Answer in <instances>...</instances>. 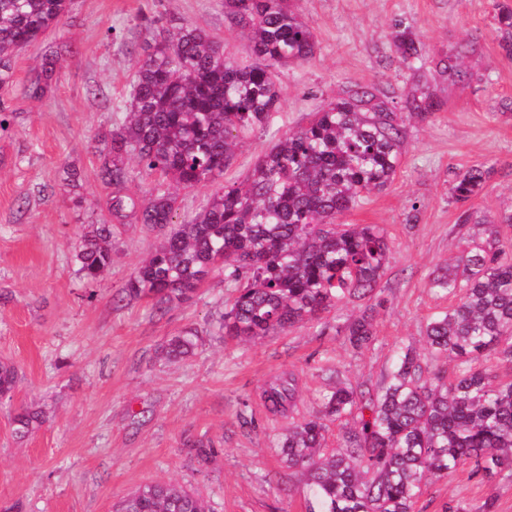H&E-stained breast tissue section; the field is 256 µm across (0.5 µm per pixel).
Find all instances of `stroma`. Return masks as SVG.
<instances>
[{"mask_svg": "<svg viewBox=\"0 0 512 512\" xmlns=\"http://www.w3.org/2000/svg\"><path fill=\"white\" fill-rule=\"evenodd\" d=\"M292 8L312 28L315 55L278 70L280 105L238 147L224 183L244 181L282 133L306 126L354 86L378 87L400 111L425 84L441 104L431 119L406 120L393 180L345 218L381 225L389 239L374 341L355 350L342 334L364 309L361 300L251 342L224 339L213 318L231 291L218 272L195 298L162 312L148 299L120 301L163 236L140 224L114 228L111 266L84 286L71 253L84 225L107 217L95 206L107 190L94 138L112 128L138 67V18L170 29L194 23L240 61L249 43L219 0H72L62 23L16 56L14 114L0 131V360L19 371L12 397L0 399V512H112L150 482L196 490L212 512H305L306 488L282 463L277 441L289 423L318 411L328 387L322 365L371 389L400 347L424 350L428 319L448 306L429 290L430 274L483 237L457 221L450 187L459 173L494 166L471 208L493 215L512 207V58L499 49L492 0H292ZM398 19L423 43V68L398 59ZM51 52L52 90L27 99L24 85ZM454 54L467 73L462 84L438 66ZM188 327L201 335L194 354L165 359L168 339ZM288 374L295 405L271 413L263 390ZM27 405L46 421L20 438L12 419ZM190 438L211 441L216 457L199 463L184 446ZM489 499L497 512H512V479L487 480L464 467L432 480L415 512H443L450 502L483 512Z\"/></svg>", "mask_w": 512, "mask_h": 512, "instance_id": "1", "label": "stroma"}]
</instances>
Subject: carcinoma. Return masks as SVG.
Listing matches in <instances>:
<instances>
[{
  "label": "carcinoma",
  "instance_id": "obj_1",
  "mask_svg": "<svg viewBox=\"0 0 512 512\" xmlns=\"http://www.w3.org/2000/svg\"><path fill=\"white\" fill-rule=\"evenodd\" d=\"M500 48L512 55V5L495 3ZM70 11V0H0V130L10 126L4 98L13 91V61ZM225 18L247 32L250 60L236 61L223 42L185 22L171 32L145 18L139 62L115 126L98 136L97 177L109 193L105 224L84 227L71 259L84 284L95 283L112 262V228L142 224L164 231L162 242L123 288V298H147L162 310L192 299L205 278L224 274L233 289L220 313L224 336L247 340L313 321L352 300L373 297L390 247L377 224H341L366 194L384 189L401 160L405 115L427 120L439 110L432 93L407 98V113L388 106L376 87L355 86L285 133L255 163L244 183L225 185L194 215L176 224L179 189L224 176L243 138L264 126L279 107L277 70L315 54L310 25L290 0H224ZM393 43L406 65L425 64L423 44L402 19ZM57 79L47 57L24 87L41 99ZM155 176L142 197L126 191L128 162ZM493 167L476 164L453 180L460 224L483 227L456 263L433 272L428 286L448 297V311L426 325V354L396 353L375 390L337 380L320 410L289 424L280 441L283 462L307 488L306 512H413L433 478L468 465L474 475L512 477V379L495 381L477 368L494 357L512 370V210L480 216L467 203L483 191ZM349 345L373 340L365 316L344 329ZM186 328L165 347L169 360L198 345ZM456 362L453 377L445 363ZM14 365L0 362V399L16 389ZM296 380L279 377L264 390L274 413L294 404ZM349 417L338 447H325L327 422ZM43 423L25 408L13 417L24 436ZM114 512H208L196 494L172 483L145 484L121 498Z\"/></svg>",
  "mask_w": 512,
  "mask_h": 512
}]
</instances>
